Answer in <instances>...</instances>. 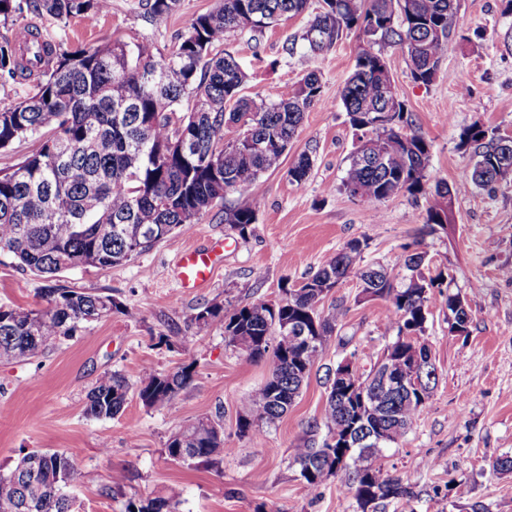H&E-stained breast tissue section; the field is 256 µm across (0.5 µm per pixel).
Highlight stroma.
<instances>
[{"mask_svg":"<svg viewBox=\"0 0 512 512\" xmlns=\"http://www.w3.org/2000/svg\"><path fill=\"white\" fill-rule=\"evenodd\" d=\"M26 22L74 47L110 39L130 45L169 42L190 20L213 9L217 0H181L177 12L152 25L143 18L146 0H112L94 29L83 20L66 25L21 0ZM463 36L445 52L435 80L415 82L400 47L363 40L344 32L317 53L286 54L288 39L301 36L311 19L303 14L266 28L260 41L231 34L224 41L247 74L244 95L275 99L287 84L316 71L322 103L310 108L288 154L261 180L254 232L248 237L225 224L222 209L180 225L136 260L101 270H67L45 279L0 252V306L45 307L43 290L54 284L110 295L134 310L114 313L82 329L75 338L50 346L29 362L0 360V467H11L22 451L66 452L78 470L96 482L73 481L69 494L79 512H125L129 500L163 494L178 512H359L336 479L307 488L289 459L292 448L311 439L326 401V373L344 359L368 372L397 331L387 323L383 301L361 295L348 277L323 301L339 307L336 329L304 381L299 398L279 420L265 425L262 444L240 436L237 419L269 365L253 361L224 339L221 324L193 333L188 323L203 306L272 301L282 285L296 286L352 239L365 243L357 266L394 265L404 247L426 253L432 266L452 277L472 322L465 336L448 332V300L433 302L423 338L435 367L432 392L417 421L375 462L410 484V500L387 512H512V473L493 464L512 456V177L494 189H470L455 199L447 230L425 222L429 198L398 194L376 207L351 199L342 182L355 147L340 102L357 50L381 54L405 102L412 130L430 144V181L464 179L475 157L461 149L459 136L479 122L512 135V12L506 0H458ZM308 154L311 171L296 184L288 169ZM226 244L224 262L201 288L183 291L173 276L187 247ZM170 372L193 365L192 383L177 398V412L143 406L129 394L122 413L96 419L85 412L86 395L104 371H120L136 383L144 365ZM204 417L224 426L220 469L170 460L168 437ZM468 483L458 498L449 478Z\"/></svg>","mask_w":512,"mask_h":512,"instance_id":"stroma-1","label":"stroma"}]
</instances>
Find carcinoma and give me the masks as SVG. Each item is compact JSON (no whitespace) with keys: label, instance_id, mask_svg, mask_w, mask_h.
Wrapping results in <instances>:
<instances>
[{"label":"carcinoma","instance_id":"obj_1","mask_svg":"<svg viewBox=\"0 0 512 512\" xmlns=\"http://www.w3.org/2000/svg\"><path fill=\"white\" fill-rule=\"evenodd\" d=\"M180 2L149 0L145 19L157 24ZM36 7L65 24L76 17L98 19L111 0H36ZM309 11L313 16L301 40L310 51H322L343 31L355 30L370 41L404 49L413 80L426 85L436 78L461 28L456 0H319L316 8L312 0H219L161 48L105 40L72 51L62 40L42 41L35 34L24 47L15 40L0 41V78L32 83L26 97L0 106V152L29 137L40 141L34 153L0 171V251L48 278L87 266L109 269L135 260L179 225L218 206L224 207V223L240 237L250 236L259 208L254 189L265 173L281 165L304 113L322 102V85L311 71L274 101L248 98L241 94L247 74L224 50V39L231 32L260 34ZM21 18L20 0H0V24L15 26ZM185 99L190 106L182 112ZM340 100L358 142L342 186L365 205L399 193L428 194L432 202L426 223L442 228L451 222L458 195L473 187L491 189L512 176L506 136L475 122L460 134V147L472 149L479 160L463 180L429 186L430 145L410 130L406 105L380 54L357 52ZM242 121L248 123L251 142L240 139L239 131L224 140V127ZM310 169L303 153L288 175L300 184ZM230 192L239 198L226 207L224 197ZM362 250L360 240L348 241L300 288H281L280 299L270 307L263 301L205 306L191 317L199 331L222 323L228 344L269 363L268 377L239 414L240 436L260 440L262 426L293 406L304 382L302 369L312 370L336 327L338 313H325L320 304L351 275L360 280L366 297L387 305L398 336L387 358L394 373L417 357L427 363L425 375L435 371L426 347L414 340L425 332L435 296L448 295V314L469 332V313L457 308L459 294L448 292L443 270H428L426 253L404 247L396 266L406 275L399 277L382 266L355 267ZM44 297V308L0 306V359L31 361L50 344L113 312L135 316L114 297L93 291L49 286ZM284 321L294 322L297 330L282 335ZM304 328L320 337L310 353L297 339ZM192 379L190 365L169 373L145 366L137 396L147 407L166 406L174 413L179 392ZM129 391L120 372L105 371L87 394L86 413L116 417ZM423 406L416 395H398L360 414L336 402L333 379L323 426L328 435L352 427L388 430L384 447L406 434ZM187 446L185 463L220 468L223 426L200 419L170 436L165 451L172 458ZM378 452L356 448L343 460L323 440L297 445L291 461L307 487L316 489L336 477L361 512H386L390 503L411 497L412 490L374 464ZM32 456L39 459L34 476L24 470ZM78 477L95 479L89 471L79 472L64 452L29 451L0 474V512H77L67 487ZM126 512H177V502L164 496L140 505L130 501Z\"/></svg>","mask_w":512,"mask_h":512}]
</instances>
